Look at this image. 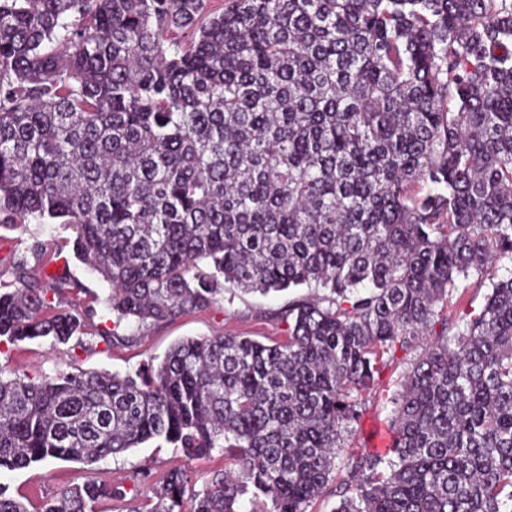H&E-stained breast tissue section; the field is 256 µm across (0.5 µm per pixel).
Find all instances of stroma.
Masks as SVG:
<instances>
[{"instance_id":"obj_1","label":"stroma","mask_w":512,"mask_h":512,"mask_svg":"<svg viewBox=\"0 0 512 512\" xmlns=\"http://www.w3.org/2000/svg\"><path fill=\"white\" fill-rule=\"evenodd\" d=\"M74 233L64 225L29 223L14 229L0 228V286L13 287L16 265H25L31 280L40 281L48 275L64 276L78 281L82 289L65 293L60 305L65 309L93 308L95 335L84 336L81 342L55 347L50 341L0 345V364L19 374L53 376L60 372L108 370L133 373L159 359L176 342L189 337L241 335L259 341L281 340L288 334V325L280 312L288 302L307 296V289L271 292L268 294L225 291L209 310L190 313L174 320L151 323L140 331L141 339L134 345H112L98 337L101 329L112 328V312L106 299L109 284L91 273L73 252ZM421 353L420 348L397 352L390 366L381 374L374 393L350 439L352 448L370 450L384 447L391 441L388 430L392 410L390 399L400 388V382L410 362ZM174 466L185 467L192 477L194 489H202L214 473L224 468V451L217 448L209 456L184 460L172 446L149 441L115 457L92 466L76 462L53 461L37 463L28 468L0 473V483L14 497L27 503L55 495L62 487L82 483L87 476L113 483L123 482L137 504H144L146 487L140 481L141 472L151 474L159 482Z\"/></svg>"}]
</instances>
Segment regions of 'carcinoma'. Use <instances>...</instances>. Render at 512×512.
I'll return each instance as SVG.
<instances>
[{
	"label": "carcinoma",
	"instance_id": "cac0c4a2",
	"mask_svg": "<svg viewBox=\"0 0 512 512\" xmlns=\"http://www.w3.org/2000/svg\"><path fill=\"white\" fill-rule=\"evenodd\" d=\"M54 223L117 321L307 287L288 336L187 338L157 363L0 367V471L150 440L230 452L146 506L89 476L0 512H512V276L459 324L448 297L512 261V0H0V223ZM208 266L205 273L202 266ZM0 344L87 334L16 270ZM441 328H436V325ZM391 444L345 450L396 349Z\"/></svg>",
	"mask_w": 512,
	"mask_h": 512
}]
</instances>
